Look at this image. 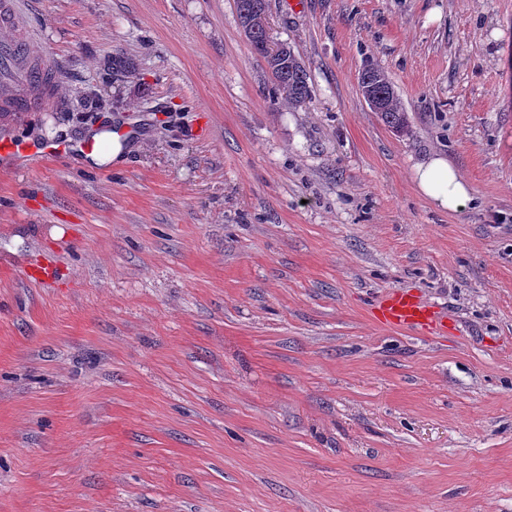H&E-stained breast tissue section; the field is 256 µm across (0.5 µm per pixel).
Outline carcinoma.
Returning <instances> with one entry per match:
<instances>
[{
	"instance_id": "carcinoma-1",
	"label": "carcinoma",
	"mask_w": 512,
	"mask_h": 512,
	"mask_svg": "<svg viewBox=\"0 0 512 512\" xmlns=\"http://www.w3.org/2000/svg\"><path fill=\"white\" fill-rule=\"evenodd\" d=\"M237 12L253 53L269 71L282 103L300 106L310 98L308 74L286 43L271 45L268 35V0H236ZM360 88L367 102L380 104L379 115L390 127L408 130L406 112L384 72L374 65L365 67Z\"/></svg>"
}]
</instances>
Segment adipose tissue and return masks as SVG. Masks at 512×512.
Wrapping results in <instances>:
<instances>
[{
	"instance_id": "ef3b65f1",
	"label": "adipose tissue",
	"mask_w": 512,
	"mask_h": 512,
	"mask_svg": "<svg viewBox=\"0 0 512 512\" xmlns=\"http://www.w3.org/2000/svg\"><path fill=\"white\" fill-rule=\"evenodd\" d=\"M419 192L441 208L451 211L464 207L471 198V190L448 159L433 156L415 167Z\"/></svg>"
}]
</instances>
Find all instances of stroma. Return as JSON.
Here are the masks:
<instances>
[{"label": "stroma", "mask_w": 512, "mask_h": 512, "mask_svg": "<svg viewBox=\"0 0 512 512\" xmlns=\"http://www.w3.org/2000/svg\"><path fill=\"white\" fill-rule=\"evenodd\" d=\"M21 4L63 80L17 136L135 134L0 169V512H512V0H269L297 107L235 0ZM395 290L447 335L378 325ZM236 7L253 53L264 62L282 103L305 104L310 98L308 74L288 43L270 44L268 0H236ZM359 83L362 95L370 107L372 101L380 104L378 114L381 119L389 127L407 132L406 112L384 72L374 65H368L362 71ZM93 141V149L82 151L83 161L90 166H103L121 160L124 152L123 146L117 136L109 131H96L87 135ZM418 191L448 211H456L471 201L468 184L455 167L442 156H433L415 167Z\"/></svg>", "instance_id": "obj_1"}]
</instances>
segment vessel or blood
<instances>
[{"label": "vessel or blood", "instance_id": "vessel-or-blood-1", "mask_svg": "<svg viewBox=\"0 0 512 512\" xmlns=\"http://www.w3.org/2000/svg\"><path fill=\"white\" fill-rule=\"evenodd\" d=\"M20 0H0V168L70 155L68 143L31 144L15 136L35 112L56 109L57 74L21 11ZM378 323L424 336L448 332V320L414 293L394 291L373 306Z\"/></svg>", "mask_w": 512, "mask_h": 512}]
</instances>
